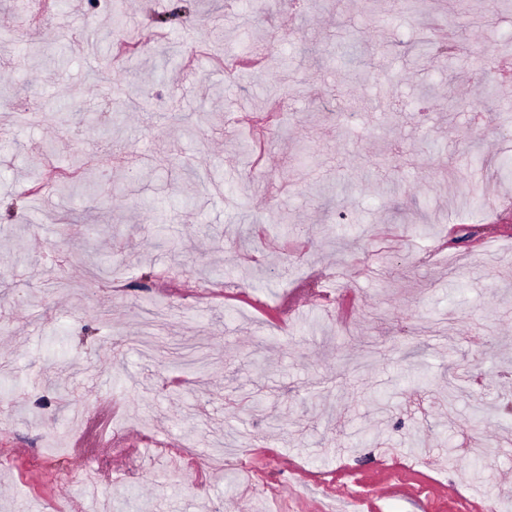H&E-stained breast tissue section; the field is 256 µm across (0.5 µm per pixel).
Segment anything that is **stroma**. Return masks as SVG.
Instances as JSON below:
<instances>
[{
  "instance_id": "stroma-1",
  "label": "stroma",
  "mask_w": 512,
  "mask_h": 512,
  "mask_svg": "<svg viewBox=\"0 0 512 512\" xmlns=\"http://www.w3.org/2000/svg\"><path fill=\"white\" fill-rule=\"evenodd\" d=\"M488 2L0 0V512H512Z\"/></svg>"
}]
</instances>
